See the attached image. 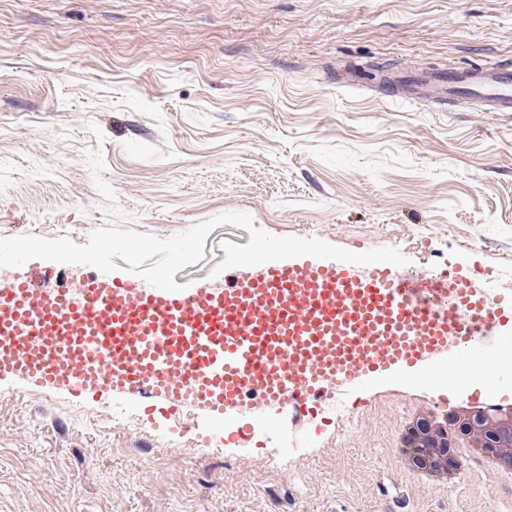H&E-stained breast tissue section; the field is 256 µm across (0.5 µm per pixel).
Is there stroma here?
Masks as SVG:
<instances>
[{
  "label": "stroma",
  "instance_id": "stroma-1",
  "mask_svg": "<svg viewBox=\"0 0 512 512\" xmlns=\"http://www.w3.org/2000/svg\"><path fill=\"white\" fill-rule=\"evenodd\" d=\"M512 68V0H0V237L161 238L228 212L279 236L394 247L512 288V112L387 98L392 83ZM177 284L220 288L221 241ZM311 436L227 448L196 424L0 380V512H512L478 463L415 481L392 446L435 395L378 386ZM122 415H114L113 403Z\"/></svg>",
  "mask_w": 512,
  "mask_h": 512
}]
</instances>
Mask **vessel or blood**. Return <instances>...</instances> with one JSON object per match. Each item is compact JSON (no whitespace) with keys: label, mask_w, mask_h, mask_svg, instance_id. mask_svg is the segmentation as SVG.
I'll list each match as a JSON object with an SVG mask.
<instances>
[{"label":"vessel or blood","mask_w":512,"mask_h":512,"mask_svg":"<svg viewBox=\"0 0 512 512\" xmlns=\"http://www.w3.org/2000/svg\"><path fill=\"white\" fill-rule=\"evenodd\" d=\"M412 93L512 112V71L451 70ZM510 326L512 291L499 276L451 263L409 277L387 263L299 257L179 292L95 270L77 290L0 285V377L75 397L135 395L173 421H227L225 443L239 444L251 437L250 398L287 413L294 431L373 384L467 389L485 401L512 363L501 334Z\"/></svg>","instance_id":"b4317fda"}]
</instances>
